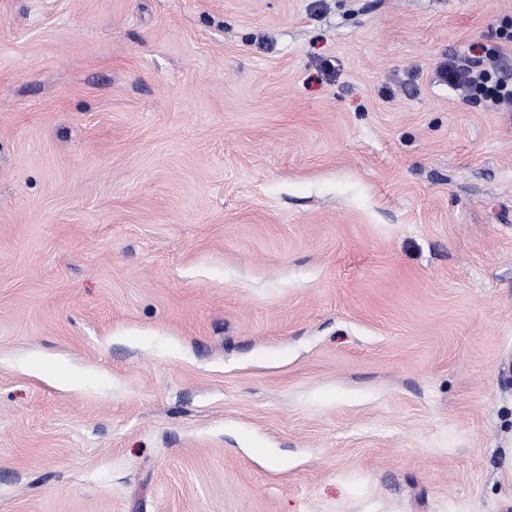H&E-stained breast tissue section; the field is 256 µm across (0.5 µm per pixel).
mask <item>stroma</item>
I'll list each match as a JSON object with an SVG mask.
<instances>
[{
	"label": "stroma",
	"mask_w": 512,
	"mask_h": 512,
	"mask_svg": "<svg viewBox=\"0 0 512 512\" xmlns=\"http://www.w3.org/2000/svg\"><path fill=\"white\" fill-rule=\"evenodd\" d=\"M512 0H0V512H512ZM441 81L461 91L466 98L481 95L495 105L512 109V81L500 76L482 59L451 58L438 70Z\"/></svg>",
	"instance_id": "obj_1"
}]
</instances>
